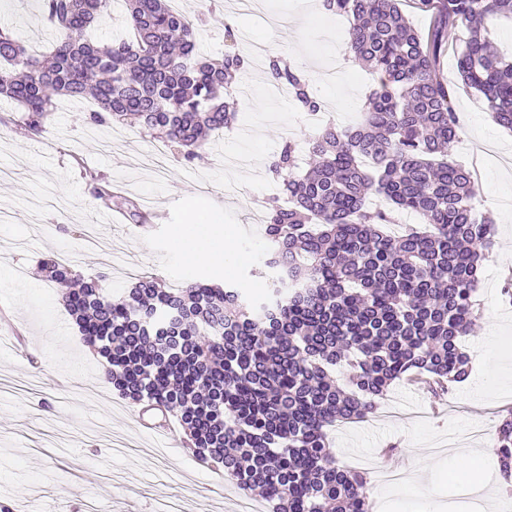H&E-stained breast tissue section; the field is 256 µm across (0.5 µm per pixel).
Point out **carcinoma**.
Here are the masks:
<instances>
[{
  "instance_id": "obj_1",
  "label": "carcinoma",
  "mask_w": 512,
  "mask_h": 512,
  "mask_svg": "<svg viewBox=\"0 0 512 512\" xmlns=\"http://www.w3.org/2000/svg\"><path fill=\"white\" fill-rule=\"evenodd\" d=\"M36 2L55 34L50 52L31 51L0 23V98L18 105L26 129L44 131L57 98L84 99L90 123L134 118L191 162L235 120L232 84L246 61L233 25L224 24L230 49L214 60L197 48L198 21L171 0H123L131 35L114 42L87 37L112 0ZM418 2L434 14L425 37L398 0H321L325 13L348 19L349 52L377 88L360 125L327 121L311 136L310 171L300 172L291 139L269 164L287 195L266 207L265 265L284 284L274 301L151 278L114 294L54 254L41 262L50 280L73 285L62 302L106 359V381L179 418L195 456L223 464L245 495L262 489L273 512H370V479L336 464L325 429L365 418L411 374L440 393L471 374L460 341L479 312L494 221L476 207L478 182L450 160L461 125L439 59L466 24L458 74L512 129V60L482 25L512 19V0ZM266 73L302 111H322L302 70L270 56ZM373 193L389 207L369 208ZM400 211L421 214L426 227L387 236ZM494 448L500 473L511 474V410Z\"/></svg>"
}]
</instances>
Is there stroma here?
Masks as SVG:
<instances>
[{
	"label": "stroma",
	"instance_id": "stroma-1",
	"mask_svg": "<svg viewBox=\"0 0 512 512\" xmlns=\"http://www.w3.org/2000/svg\"><path fill=\"white\" fill-rule=\"evenodd\" d=\"M188 10L207 15L201 50L222 57L224 22L236 16L232 0L219 8L189 0ZM9 19L30 46L48 51L53 34L29 0ZM246 20L253 38L307 75L337 125L360 122L376 81L350 58L344 17L325 14L320 0H254ZM457 36L440 64L441 77L457 84L454 106L462 128L453 158L466 165L481 161L477 207L495 221L477 288L479 319L463 339L472 371L443 395L401 380L388 393L389 412L330 432L337 463L373 478L372 512H477L498 470L478 465L468 482L451 480L453 446L482 427L481 445L492 447L501 414L512 409V306L501 301L512 275V210L500 204L512 196V131L494 122L474 89L458 83L466 30ZM241 81L249 93L237 104L236 122L210 139L200 159L172 161L163 179L133 162L154 141L136 126H91L89 103L57 100L39 137L21 126L13 103L0 101V169L14 173L0 180V210L10 214L0 222V307L14 312L12 328L0 327V512H37L57 500L67 512H83L90 502L105 512H156L163 500L180 503L184 512H218L238 498L223 468L195 459L182 428L169 438L157 436L139 405L103 385L104 359L90 352L62 304L61 287L45 277L40 261L79 249L94 225L118 248L123 264L113 267L97 253L82 252L78 268L110 291L155 277L171 288L194 280L227 284L264 300L274 274L263 264L265 243L252 218L263 214L266 198L283 194L268 174L283 139L305 148L316 125L292 99L273 95L264 70L245 68ZM113 136L122 149L103 152L102 141ZM104 182L143 205L148 222L124 208L119 223L106 224L108 210L96 194ZM195 211L223 216L232 246L225 265H192L175 250L174 237ZM15 329L29 334L26 348L15 347ZM112 433L128 439L126 453L109 448L105 437ZM385 448L404 482L377 483Z\"/></svg>",
	"mask_w": 512,
	"mask_h": 512
}]
</instances>
